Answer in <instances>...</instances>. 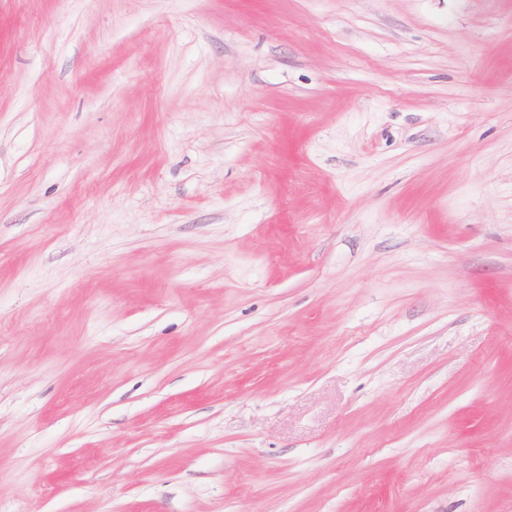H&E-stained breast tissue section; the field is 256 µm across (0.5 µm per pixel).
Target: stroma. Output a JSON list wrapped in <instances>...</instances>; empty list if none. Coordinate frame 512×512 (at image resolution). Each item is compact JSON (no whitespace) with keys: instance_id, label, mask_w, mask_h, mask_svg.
Wrapping results in <instances>:
<instances>
[{"instance_id":"stroma-1","label":"stroma","mask_w":512,"mask_h":512,"mask_svg":"<svg viewBox=\"0 0 512 512\" xmlns=\"http://www.w3.org/2000/svg\"><path fill=\"white\" fill-rule=\"evenodd\" d=\"M0 512H512V0H0Z\"/></svg>"}]
</instances>
